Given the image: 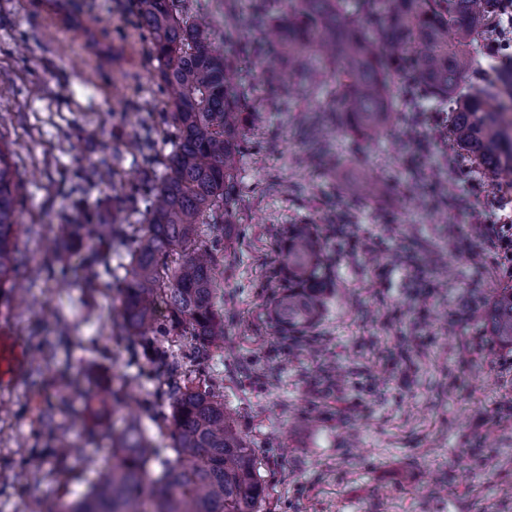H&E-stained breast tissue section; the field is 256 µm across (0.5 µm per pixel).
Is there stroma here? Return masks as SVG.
<instances>
[{
    "instance_id": "stroma-1",
    "label": "stroma",
    "mask_w": 512,
    "mask_h": 512,
    "mask_svg": "<svg viewBox=\"0 0 512 512\" xmlns=\"http://www.w3.org/2000/svg\"><path fill=\"white\" fill-rule=\"evenodd\" d=\"M69 2L73 20L63 23L46 0H0V140L24 183L18 246L45 268L23 307L0 306V335L18 350L0 378V512H48L60 494L78 496L108 453L86 428L123 425L119 412L56 414L83 453L68 461L66 488L44 482L32 500L19 475L27 458L53 457L39 429L57 369L102 386L138 374L143 392L154 387L147 364L110 336L116 279L91 290L78 278L76 254L92 238L82 230L63 250L48 244L62 224L141 221L151 175L129 141L147 130L155 160L170 152L166 97L133 0ZM250 11L251 0H236L224 48L258 77L269 62L249 50ZM332 91L256 112L257 81L241 115L224 227V342L208 372L223 377L224 402L256 450L264 512H512V352L479 319L512 284V257L472 222L512 218V207L495 206L505 186L490 173L470 177L443 113L405 151L395 130L375 142L334 133L335 170L298 168L296 127ZM436 171L452 179L456 204L430 209L407 193ZM306 220L320 227L335 288L302 342L271 321L268 283L286 225ZM339 224L369 236V248L337 252ZM59 336L68 349L54 348Z\"/></svg>"
}]
</instances>
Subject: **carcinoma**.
Wrapping results in <instances>:
<instances>
[{
    "instance_id": "carcinoma-1",
    "label": "carcinoma",
    "mask_w": 512,
    "mask_h": 512,
    "mask_svg": "<svg viewBox=\"0 0 512 512\" xmlns=\"http://www.w3.org/2000/svg\"><path fill=\"white\" fill-rule=\"evenodd\" d=\"M197 0H137V24L148 37L164 87L165 124L171 151L154 181L150 208L140 224H95L91 233L108 248L120 244L128 264L111 333L134 347L156 327L160 344L143 348L157 394L170 412L155 420L166 429L171 455L161 459L149 428L133 416L120 430L100 431L111 443L102 478L80 497L57 499L56 512H261L265 487L254 449L237 429L236 413L224 406V384L203 387L192 375L224 338L220 284L224 278V229L229 223L235 172L243 150L241 108L248 74L224 52L212 15ZM512 0H253L256 39L252 49L270 62L265 76L274 101L316 96L327 78L336 84L333 104L312 119L303 137L307 159L327 155L322 138L343 123L377 139L395 115L391 80L404 76L416 96L404 102L407 128L424 112H449L458 151L475 172H512V68H499L482 85L466 90L472 50L488 55L512 46L504 20ZM18 174L0 144V304L8 307L42 268L17 246L20 233ZM105 253L82 259V279L95 288ZM331 270L316 224L284 230L269 317L287 336L302 335L320 318ZM163 301L169 316L157 323ZM484 328L512 352V286L500 288L483 316ZM56 403L41 413V425L57 439L52 467L32 458L23 488L36 497L48 477L64 479L67 458L77 450L54 410L77 399L110 412L126 402L137 378L118 386L83 388L67 370L54 379Z\"/></svg>"
}]
</instances>
